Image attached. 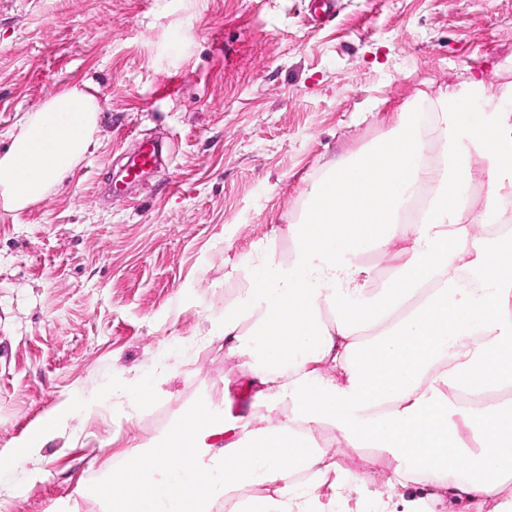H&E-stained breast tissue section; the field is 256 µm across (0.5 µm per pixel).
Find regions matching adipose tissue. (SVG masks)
<instances>
[{
    "mask_svg": "<svg viewBox=\"0 0 512 512\" xmlns=\"http://www.w3.org/2000/svg\"><path fill=\"white\" fill-rule=\"evenodd\" d=\"M484 93L473 78L439 91L430 115L402 107L388 139L311 186L306 217L288 226L289 256L252 265L212 321L253 391L245 416L198 402L86 495L105 512H210L217 499L227 512H341L352 486L308 433L327 421L350 447L384 449L367 466L501 512V475L512 469V86L493 113L466 106ZM99 115L87 84L18 114L0 151V206L41 201L97 145ZM490 173L475 201L468 185ZM473 208L484 234L461 223ZM370 252L395 260L380 288L369 285ZM370 350L381 356L373 370ZM451 447L471 453L464 474ZM254 485L272 491L245 495Z\"/></svg>",
    "mask_w": 512,
    "mask_h": 512,
    "instance_id": "obj_1",
    "label": "adipose tissue"
}]
</instances>
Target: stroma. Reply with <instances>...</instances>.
Instances as JSON below:
<instances>
[{"label": "stroma", "mask_w": 512, "mask_h": 512, "mask_svg": "<svg viewBox=\"0 0 512 512\" xmlns=\"http://www.w3.org/2000/svg\"><path fill=\"white\" fill-rule=\"evenodd\" d=\"M0 0V148L17 113L92 83L99 145L29 210L0 209V452L80 399L0 484V512H100L84 496L107 463L154 442L204 400L246 410L239 360L211 316L339 160L383 140L400 107L468 75L512 84V0ZM175 80V93L163 92ZM162 145L138 190L110 193L142 140ZM152 374L136 408L117 382ZM353 501L376 500L378 447L352 448L327 422Z\"/></svg>", "instance_id": "1"}]
</instances>
